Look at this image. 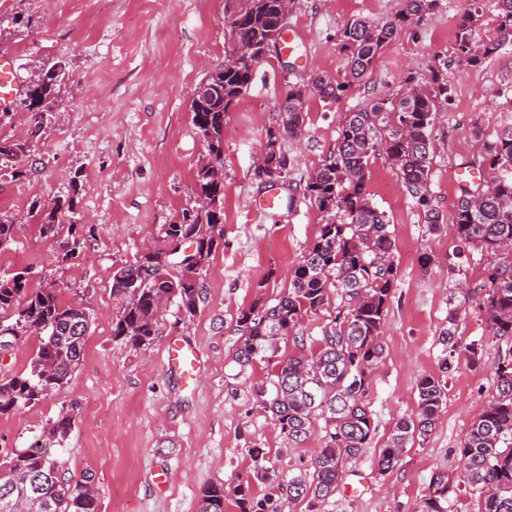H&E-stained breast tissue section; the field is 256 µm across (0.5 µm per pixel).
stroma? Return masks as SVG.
<instances>
[{"label":"stroma","mask_w":512,"mask_h":512,"mask_svg":"<svg viewBox=\"0 0 512 512\" xmlns=\"http://www.w3.org/2000/svg\"><path fill=\"white\" fill-rule=\"evenodd\" d=\"M401 2L291 0L288 25L300 34L297 50L274 49L224 118V237L201 275L198 312L185 321L168 307L159 336L134 349L112 339V271L134 260L194 197L205 147L192 123V93L223 64L230 48L226 22L244 0H0V51L13 54L20 86L50 62L66 72L59 87L64 105L32 138L28 175L0 170V214L24 220L17 243L0 251V274L29 269L32 287L55 284L66 302L82 295L93 317L69 383L35 405L0 415V447H29L59 410L75 407V428L55 457L65 478L94 475L101 512H198L200 489L249 471L254 446L265 448L276 468L309 467L319 437L286 444L248 387L236 383L237 317L256 298L287 291L291 268L316 238L323 217L303 197V186L334 148L343 114L371 97L396 96L404 73L426 77L444 59L453 101L431 133L430 189L445 218L440 230L422 224L385 158L370 167L367 187L391 220L398 280L388 305L385 357L368 391L376 434L348 465L324 512H416L434 472L456 480L460 441L492 395L490 368L498 356L479 309L496 259L476 248L457 334L465 343L482 340L483 363L475 367L461 358L451 370L442 368L441 332L453 291L448 255L457 245L456 174L500 124L495 102L512 73V53L462 66L453 54L462 0H437L397 34L347 98L306 103L303 134L281 143L290 165L274 208L262 210L269 191L255 175L265 128L277 120L289 85L317 72L342 77L340 31L357 18L385 23ZM76 172L82 190L72 219L92 226L94 235L77 239L75 259L62 267L56 242L41 238L27 213L32 199L48 203L67 194ZM174 340L200 349L196 383L185 384L166 366L165 349ZM428 374L445 378L447 405L428 440L405 448L393 471L380 474L374 459L396 421L410 414L415 384ZM160 469L167 474L163 486L155 481Z\"/></svg>","instance_id":"obj_1"}]
</instances>
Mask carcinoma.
<instances>
[{"mask_svg": "<svg viewBox=\"0 0 512 512\" xmlns=\"http://www.w3.org/2000/svg\"><path fill=\"white\" fill-rule=\"evenodd\" d=\"M246 7L227 24L235 47L226 52L224 64L206 75L208 90L191 101L192 123L201 137L206 156L216 163L197 168V192L179 219L163 224L154 240L156 249L142 253L112 272V295L118 311L112 336L127 346L141 349L160 334V300L173 303L184 320L192 319L200 301V275L223 237L224 219V115L250 88L259 56L280 36L286 0H245ZM435 0H404L403 7L380 26L355 20L341 31L340 45L347 56L342 80L319 75L306 83L288 86L277 119L265 129L264 164L275 163L287 179L288 157L282 152L285 136L298 137L304 126V105L311 96L330 103L345 99L353 87L372 71L382 50L398 30L421 19ZM495 24L482 23L484 0H464L455 32L456 59L478 67L487 59L512 52V0H497ZM58 65L42 69L28 85L20 106L32 115L26 137L0 138V169H12L23 177L22 167L30 152L29 140L59 106L57 87L65 73ZM406 91L399 96L373 99L365 107L345 113L336 149L322 160L304 186V196L323 214L324 224L302 260L290 273L288 292L270 303L261 298L237 318L241 344L234 362L245 371L257 361L271 365L266 380L252 387L256 406L271 413L282 437L300 444L315 431L323 432L320 448L310 467L297 473L279 470L263 448H250L252 469L233 480L238 512H283L285 505L306 504V512H323L328 497L340 486L347 463L358 459L374 438L377 426L366 402L371 378L382 362L388 304L397 281L395 238L386 212L373 202L367 188L373 158L383 155L396 169L403 190L411 197L431 230L444 223L431 193L430 133L441 106L452 101L448 61L439 60L429 77L405 78ZM501 124L486 140L472 165L489 173L494 183L463 187L455 205L457 246L448 255V273L461 288L470 249L493 255L512 247V79L502 84ZM78 176L70 178L71 192L50 205L39 200L29 206L38 220L39 235L58 244L59 262L74 258L70 241L92 233L83 224L65 223L79 204ZM20 225L0 215V248L16 242ZM197 244L198 267L176 265L166 251ZM485 295L487 334L508 343L494 366V392L482 413L460 442L461 468L458 487L479 501L478 512H512V261L493 267ZM336 295L335 313L329 315L322 336L312 343L298 335L302 320L330 305ZM464 303L448 308V328L443 369L465 356L471 365L483 356V345H459L456 331ZM91 317L77 302L59 300L53 286L30 287L29 272L0 275V342L15 344L38 338L26 372L0 379V415L32 406L54 389L68 383L84 356L85 336ZM293 339L297 350L272 360L278 341ZM416 409L400 418L381 448L375 467L385 474L394 469L404 448L432 434L448 401L447 383L432 375L420 377L415 386ZM75 427L74 409L63 408L48 420L42 439L23 449L0 451V493L28 478L49 483L53 508L49 512H100L93 474L76 481L59 473L52 446L63 445ZM266 486L256 496L254 483ZM448 476L438 471L430 478L429 492L419 512H448ZM224 484H209L198 494V512H224ZM33 496L18 490L12 494L11 512H31Z\"/></svg>", "mask_w": 512, "mask_h": 512, "instance_id": "carcinoma-1", "label": "carcinoma"}]
</instances>
